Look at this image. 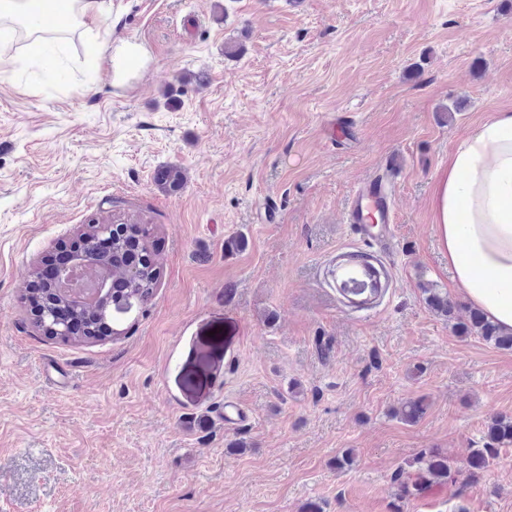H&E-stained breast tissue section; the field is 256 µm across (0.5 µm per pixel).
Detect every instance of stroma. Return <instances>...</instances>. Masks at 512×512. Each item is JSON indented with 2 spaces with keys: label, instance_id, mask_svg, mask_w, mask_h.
<instances>
[{
  "label": "stroma",
  "instance_id": "stroma-1",
  "mask_svg": "<svg viewBox=\"0 0 512 512\" xmlns=\"http://www.w3.org/2000/svg\"><path fill=\"white\" fill-rule=\"evenodd\" d=\"M43 50L0 81V512H396L420 450L465 470L512 417V350L454 332L430 207L456 144L512 112V0H112L98 39ZM394 155L388 287L357 308L330 276L368 250L342 217ZM92 222L144 224L162 278L120 334L45 336L29 288ZM398 512H512V447ZM156 183L165 192L178 193L184 185L183 172L176 166L165 167L158 172Z\"/></svg>",
  "mask_w": 512,
  "mask_h": 512
}]
</instances>
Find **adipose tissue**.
Wrapping results in <instances>:
<instances>
[{
    "label": "adipose tissue",
    "mask_w": 512,
    "mask_h": 512,
    "mask_svg": "<svg viewBox=\"0 0 512 512\" xmlns=\"http://www.w3.org/2000/svg\"><path fill=\"white\" fill-rule=\"evenodd\" d=\"M37 0H0V79L18 56L5 53L17 27L39 29ZM439 246L469 305L512 332V112H499L462 139L431 200Z\"/></svg>",
    "instance_id": "1"
}]
</instances>
